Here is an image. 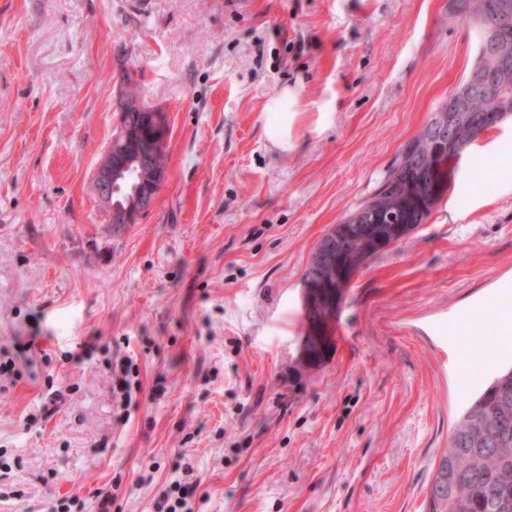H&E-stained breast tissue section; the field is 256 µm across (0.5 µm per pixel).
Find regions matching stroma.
Segmentation results:
<instances>
[{
	"label": "stroma",
	"mask_w": 512,
	"mask_h": 512,
	"mask_svg": "<svg viewBox=\"0 0 512 512\" xmlns=\"http://www.w3.org/2000/svg\"><path fill=\"white\" fill-rule=\"evenodd\" d=\"M475 48L452 0H0V350L22 372L0 390L6 512H97L107 485L112 512H165L184 463L183 512H424L470 362L512 364V118L357 275L335 353L298 378L301 277ZM135 67L170 122L167 178L113 224L90 178ZM286 86L282 150L265 104ZM110 357L131 361L129 406ZM179 470H183L182 473H185V476L190 475L193 472V467L186 463L185 467L179 466L174 470V475L171 476L170 482L164 490L163 500L165 504H167V512H181L182 510H177L184 506V498L185 492L189 487V483H184L182 473L176 474ZM184 492V494H182ZM177 494V497L173 500L174 495Z\"/></svg>",
	"instance_id": "stroma-1"
}]
</instances>
